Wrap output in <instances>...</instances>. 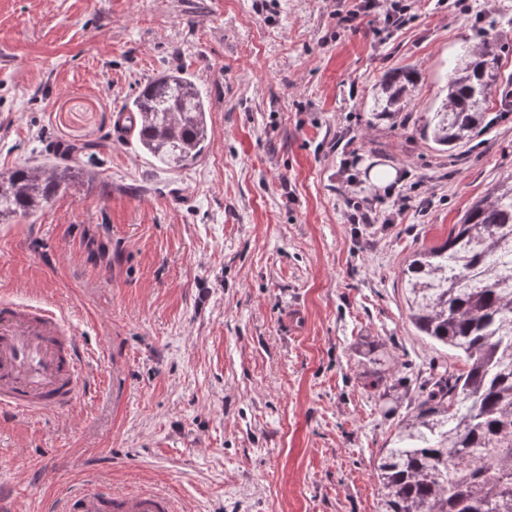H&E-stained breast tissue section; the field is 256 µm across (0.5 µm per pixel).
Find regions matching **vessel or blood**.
Segmentation results:
<instances>
[{"instance_id": "1", "label": "vessel or blood", "mask_w": 512, "mask_h": 512, "mask_svg": "<svg viewBox=\"0 0 512 512\" xmlns=\"http://www.w3.org/2000/svg\"><path fill=\"white\" fill-rule=\"evenodd\" d=\"M85 370L77 332L53 307L0 299V408L21 415L78 403ZM59 512H181L164 490L115 491L99 485L67 488Z\"/></svg>"}]
</instances>
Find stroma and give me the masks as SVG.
Returning <instances> with one entry per match:
<instances>
[{
	"mask_svg": "<svg viewBox=\"0 0 512 512\" xmlns=\"http://www.w3.org/2000/svg\"><path fill=\"white\" fill-rule=\"evenodd\" d=\"M345 0H0V170L81 147L159 73L208 105L179 169L135 136L0 224V297L75 327L87 387L70 413L0 411L8 512L65 486H153L184 512H376L373 464L429 365L463 361L408 318L402 270L512 174V108L473 147L419 131L480 31L512 90V0H413L338 19ZM419 75L406 122L372 117L385 74ZM374 221L353 222L344 168ZM393 172L386 186L373 169ZM298 321H291L292 310ZM387 378L366 388L373 371Z\"/></svg>",
	"mask_w": 512,
	"mask_h": 512,
	"instance_id": "obj_1",
	"label": "stroma"
}]
</instances>
